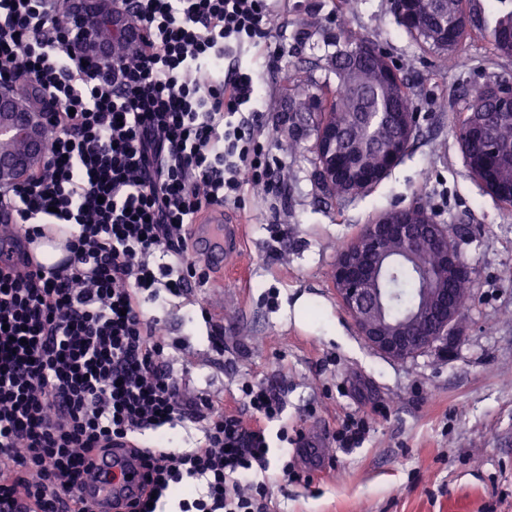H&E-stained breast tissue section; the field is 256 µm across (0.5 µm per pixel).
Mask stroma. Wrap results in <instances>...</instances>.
I'll return each mask as SVG.
<instances>
[{
    "mask_svg": "<svg viewBox=\"0 0 512 512\" xmlns=\"http://www.w3.org/2000/svg\"><path fill=\"white\" fill-rule=\"evenodd\" d=\"M339 4L284 0L267 38L286 45L285 55L272 67L241 56L257 75L261 134L285 164L280 191L249 187L241 206L224 209L242 227L232 262L246 281L215 272L203 288L160 290L165 354L188 395L229 403L244 382L260 383L283 398L289 433L320 438L324 470L307 468L296 445L271 440L272 512H512V205L470 173L453 134L476 89L512 77V58L474 32L441 74L435 54L398 25L392 0H358L345 17ZM339 37L373 41L408 76L420 132L381 182L336 203L315 178L309 116L295 152L278 140L288 134V70L335 82L329 57ZM416 202L455 230L472 297L451 349L394 361L359 335L331 271L340 245L375 215ZM303 294L313 312L301 326L288 308ZM215 330L223 349L211 342ZM351 417L365 435L347 444L339 435ZM286 460L296 475L284 482Z\"/></svg>",
    "mask_w": 512,
    "mask_h": 512,
    "instance_id": "stroma-1",
    "label": "stroma"
}]
</instances>
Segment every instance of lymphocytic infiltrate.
Returning a JSON list of instances; mask_svg holds the SVG:
<instances>
[{
	"mask_svg": "<svg viewBox=\"0 0 512 512\" xmlns=\"http://www.w3.org/2000/svg\"><path fill=\"white\" fill-rule=\"evenodd\" d=\"M131 24L150 38L103 75L65 46L64 0H0V71L31 77L58 100L50 168L0 196V512H88L84 484L115 448L143 478L123 512L202 483L178 512H270L267 431L279 395L245 383L241 403L188 397L165 357L156 284L205 285L193 225L240 203L246 187L276 194L281 169L251 110L255 74L226 56L267 51L270 0H136ZM56 228L69 260L35 272L25 238ZM203 422L197 446L142 441L148 430Z\"/></svg>",
	"mask_w": 512,
	"mask_h": 512,
	"instance_id": "1",
	"label": "lymphocytic infiltrate"
}]
</instances>
